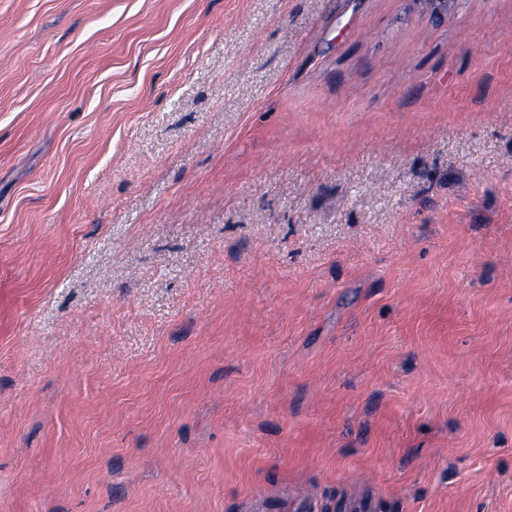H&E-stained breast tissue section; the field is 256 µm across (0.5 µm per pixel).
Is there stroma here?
<instances>
[{"label":"stroma","mask_w":512,"mask_h":512,"mask_svg":"<svg viewBox=\"0 0 512 512\" xmlns=\"http://www.w3.org/2000/svg\"><path fill=\"white\" fill-rule=\"evenodd\" d=\"M512 512V0H0V512Z\"/></svg>","instance_id":"stroma-1"}]
</instances>
